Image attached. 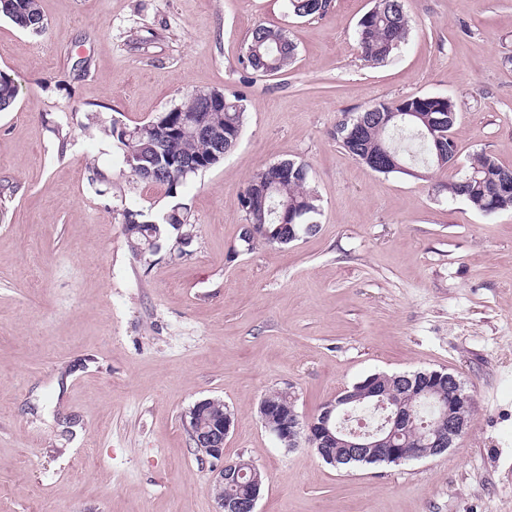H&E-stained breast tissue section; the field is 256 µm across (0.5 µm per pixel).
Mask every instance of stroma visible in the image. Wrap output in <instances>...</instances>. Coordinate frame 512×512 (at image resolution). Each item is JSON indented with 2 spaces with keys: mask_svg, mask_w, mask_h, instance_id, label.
<instances>
[{
  "mask_svg": "<svg viewBox=\"0 0 512 512\" xmlns=\"http://www.w3.org/2000/svg\"><path fill=\"white\" fill-rule=\"evenodd\" d=\"M411 26L386 62L357 48L372 0L321 18L286 0H41L46 33L0 17V512H216L182 418L234 415L224 458L264 474L258 512H512V211L442 187L474 154L512 167V0H402ZM297 45L288 71L247 72L252 28ZM236 92L237 147L189 178L188 254L132 252L122 211L158 215L106 133L195 90ZM446 96L458 163L380 174L334 132L376 102ZM310 167L315 232L239 248L241 196L265 166ZM111 172L90 185L89 167ZM454 373L474 421L444 454L326 464L263 425L270 391L300 418L375 373Z\"/></svg>",
  "mask_w": 512,
  "mask_h": 512,
  "instance_id": "stroma-1",
  "label": "stroma"
}]
</instances>
